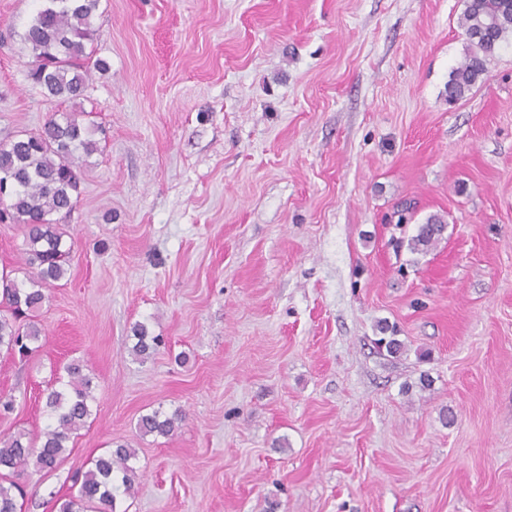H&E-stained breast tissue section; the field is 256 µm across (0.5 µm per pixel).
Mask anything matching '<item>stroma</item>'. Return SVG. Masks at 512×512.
Listing matches in <instances>:
<instances>
[{
  "mask_svg": "<svg viewBox=\"0 0 512 512\" xmlns=\"http://www.w3.org/2000/svg\"><path fill=\"white\" fill-rule=\"evenodd\" d=\"M36 6L0 0V139L57 111L107 139L41 350L0 351V437L47 428L71 360L96 396L22 512L116 442L124 512H512V46L451 104L465 0H101L108 69L61 103L28 78ZM403 202L408 234L448 221L427 254L389 244ZM139 322L165 339L143 361ZM156 408L173 435L136 431Z\"/></svg>",
  "mask_w": 512,
  "mask_h": 512,
  "instance_id": "35a3bbf8",
  "label": "stroma"
}]
</instances>
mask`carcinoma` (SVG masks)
Returning <instances> with one entry per match:
<instances>
[{"mask_svg":"<svg viewBox=\"0 0 512 512\" xmlns=\"http://www.w3.org/2000/svg\"><path fill=\"white\" fill-rule=\"evenodd\" d=\"M101 0H47L31 19L24 41L34 55L30 71L33 84L50 99L74 101L84 95L91 69L104 70L106 62L91 61L87 47L96 39L93 18ZM462 26L466 37L464 63L449 75L445 92L448 102L466 96L487 72V63L512 39V0H465ZM99 132L78 116H55L40 129L22 131L0 141V184L8 181L10 193L0 198V222L22 226L23 256L30 275L17 281L12 272L0 274V350L27 358L37 352L42 333L34 313L46 299V292L68 273L70 248L58 216L69 214L79 197L78 160L98 151ZM447 220L433 214L418 225L416 234L399 238L395 245L407 247L412 254L428 252L445 238ZM378 349L397 357L404 343L387 325L379 327ZM134 356L146 359L161 344L158 336L138 323L133 327ZM64 370L68 381L63 389H52L46 396L53 423L36 442L24 431L0 439V479L7 478L34 463L39 471L54 469L61 461L72 436L84 428L93 415L95 402L92 378L84 373L80 360L68 363ZM182 414H167L159 409L140 416L137 428L143 435H172ZM135 450L118 444L94 457L90 466L77 473V495L64 499L58 512H74L82 506L90 512H119V496L134 490L131 460ZM24 497V486L0 482V512H18L17 498Z\"/></svg>","mask_w":512,"mask_h":512,"instance_id":"1","label":"carcinoma"}]
</instances>
